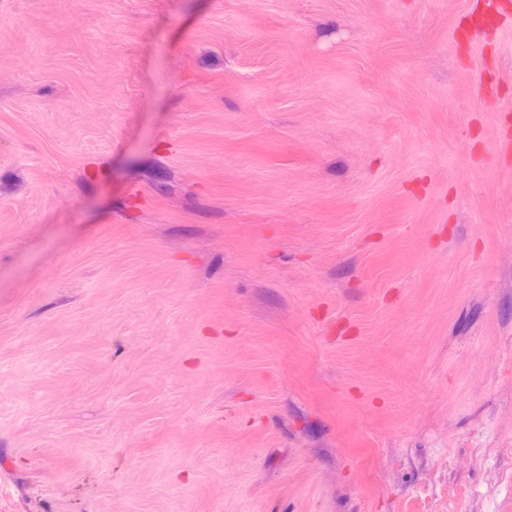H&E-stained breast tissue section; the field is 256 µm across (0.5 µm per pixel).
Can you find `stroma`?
I'll list each match as a JSON object with an SVG mask.
<instances>
[{
  "label": "stroma",
  "instance_id": "obj_1",
  "mask_svg": "<svg viewBox=\"0 0 512 512\" xmlns=\"http://www.w3.org/2000/svg\"><path fill=\"white\" fill-rule=\"evenodd\" d=\"M0 0V512H512V0Z\"/></svg>",
  "mask_w": 512,
  "mask_h": 512
}]
</instances>
